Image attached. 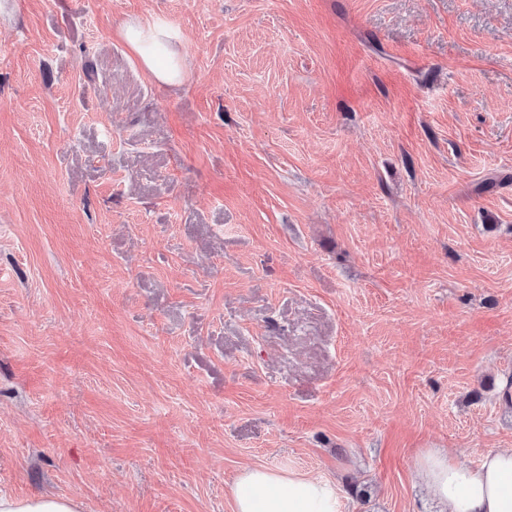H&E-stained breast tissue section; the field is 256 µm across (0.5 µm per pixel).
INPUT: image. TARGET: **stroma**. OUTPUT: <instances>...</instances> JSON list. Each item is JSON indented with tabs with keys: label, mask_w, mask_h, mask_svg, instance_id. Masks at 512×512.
Wrapping results in <instances>:
<instances>
[{
	"label": "stroma",
	"mask_w": 512,
	"mask_h": 512,
	"mask_svg": "<svg viewBox=\"0 0 512 512\" xmlns=\"http://www.w3.org/2000/svg\"><path fill=\"white\" fill-rule=\"evenodd\" d=\"M510 382L512 0H0V494L433 512ZM119 36L151 79L165 84L183 82L185 64L177 51L183 35L168 18L155 15L129 21L119 29ZM235 512H340L330 482L264 467L245 468L232 488Z\"/></svg>",
	"instance_id": "35a3bbf8"
}]
</instances>
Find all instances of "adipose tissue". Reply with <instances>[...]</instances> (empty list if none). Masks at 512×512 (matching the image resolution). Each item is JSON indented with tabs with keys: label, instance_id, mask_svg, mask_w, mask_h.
<instances>
[{
	"label": "adipose tissue",
	"instance_id": "adipose-tissue-1",
	"mask_svg": "<svg viewBox=\"0 0 512 512\" xmlns=\"http://www.w3.org/2000/svg\"><path fill=\"white\" fill-rule=\"evenodd\" d=\"M119 36L151 79L183 82L185 64L177 51L183 35L168 18L129 21ZM417 476L433 493L439 512H512V448L489 449L473 466L452 461L447 449L431 448ZM232 498L235 512H340L330 482L264 467L244 469Z\"/></svg>",
	"mask_w": 512,
	"mask_h": 512
}]
</instances>
